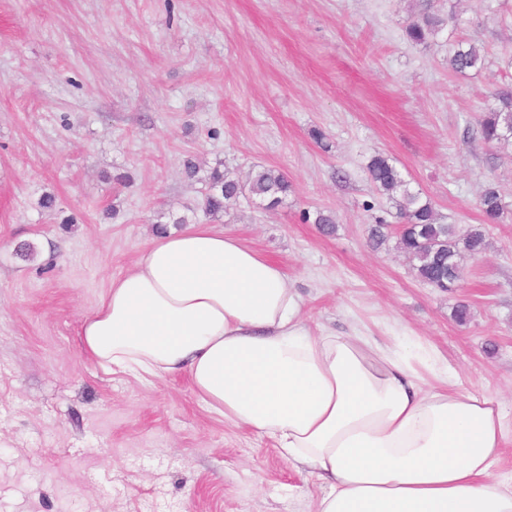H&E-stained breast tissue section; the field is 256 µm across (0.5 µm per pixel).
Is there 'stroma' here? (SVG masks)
<instances>
[{
  "label": "stroma",
  "instance_id": "stroma-1",
  "mask_svg": "<svg viewBox=\"0 0 512 512\" xmlns=\"http://www.w3.org/2000/svg\"><path fill=\"white\" fill-rule=\"evenodd\" d=\"M439 4L454 29L417 46L419 0H0V512H317L315 477L187 377L80 349L111 280L177 218L276 260L312 331L413 341L499 399L493 473L512 486V222L485 227L453 293L416 278L393 230L369 244L397 222L366 172L377 153L459 230L481 223L486 184L512 205V146L475 123L512 83V0ZM461 38L485 62L453 74ZM257 165L288 176L283 205L205 213L213 170ZM319 210L333 233L304 222Z\"/></svg>",
  "mask_w": 512,
  "mask_h": 512
}]
</instances>
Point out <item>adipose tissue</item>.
<instances>
[{"instance_id": "ef3b65f1", "label": "adipose tissue", "mask_w": 512, "mask_h": 512, "mask_svg": "<svg viewBox=\"0 0 512 512\" xmlns=\"http://www.w3.org/2000/svg\"><path fill=\"white\" fill-rule=\"evenodd\" d=\"M80 338L105 368L188 375L200 403L316 477L319 512H512L492 476L497 398L424 388V349L311 332L279 264L209 225L156 237Z\"/></svg>"}]
</instances>
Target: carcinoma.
Segmentation results:
<instances>
[{"label":"carcinoma","instance_id":"1","mask_svg":"<svg viewBox=\"0 0 512 512\" xmlns=\"http://www.w3.org/2000/svg\"><path fill=\"white\" fill-rule=\"evenodd\" d=\"M449 23L435 8L433 0H421L420 11L408 27V40L416 45H427ZM484 64L481 48L467 39L456 41L448 56V71L462 74ZM496 104L482 113L476 131L490 146L512 144V88L495 93ZM366 170L376 190L388 196L396 209L399 224V248L413 265L421 282L441 292L461 286L465 271L460 263L462 254L475 258L488 247L484 225L501 224L508 214L498 186L487 184L477 203L482 226L471 227L465 234L458 233L453 224H441L432 201L419 191H412L389 157L373 155ZM290 191L286 176L278 169L259 167L252 169L246 179L233 178L214 170L204 193L203 205L207 213L226 212L245 199L266 209L284 203Z\"/></svg>","mask_w":512,"mask_h":512}]
</instances>
